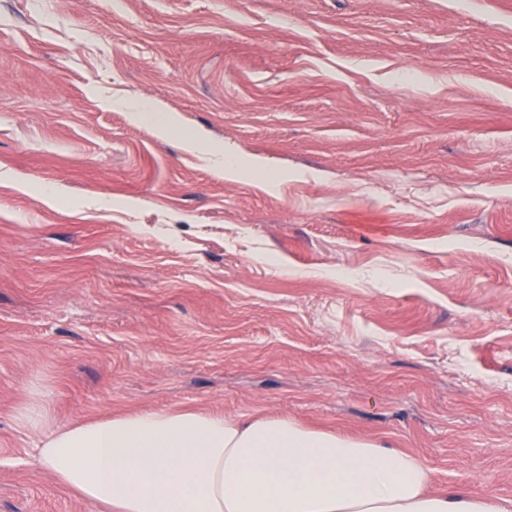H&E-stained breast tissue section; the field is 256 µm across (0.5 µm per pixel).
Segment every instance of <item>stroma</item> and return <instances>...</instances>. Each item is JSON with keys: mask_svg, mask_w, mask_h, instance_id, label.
Here are the masks:
<instances>
[{"mask_svg": "<svg viewBox=\"0 0 512 512\" xmlns=\"http://www.w3.org/2000/svg\"><path fill=\"white\" fill-rule=\"evenodd\" d=\"M32 401L285 414L512 504V0H0V512H106Z\"/></svg>", "mask_w": 512, "mask_h": 512, "instance_id": "obj_1", "label": "stroma"}]
</instances>
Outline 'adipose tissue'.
I'll list each match as a JSON object with an SVG mask.
<instances>
[{
	"label": "adipose tissue",
	"instance_id": "adipose-tissue-1",
	"mask_svg": "<svg viewBox=\"0 0 512 512\" xmlns=\"http://www.w3.org/2000/svg\"><path fill=\"white\" fill-rule=\"evenodd\" d=\"M35 463L112 512H506L493 499L429 491L415 455L285 415L191 409L118 414L46 431Z\"/></svg>",
	"mask_w": 512,
	"mask_h": 512
}]
</instances>
